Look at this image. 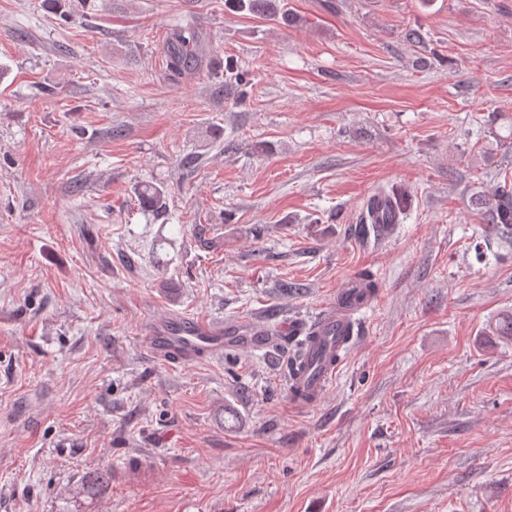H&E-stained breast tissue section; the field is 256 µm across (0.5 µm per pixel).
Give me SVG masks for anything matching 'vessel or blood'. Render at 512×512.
Segmentation results:
<instances>
[{"label":"vessel or blood","mask_w":512,"mask_h":512,"mask_svg":"<svg viewBox=\"0 0 512 512\" xmlns=\"http://www.w3.org/2000/svg\"><path fill=\"white\" fill-rule=\"evenodd\" d=\"M352 304L337 305L318 321L315 344L309 345L311 366L289 383L294 406L302 407L320 399L336 373L337 354L345 353ZM148 342L152 353L171 363L194 361L227 348H250L268 344L264 329L255 324L210 326L193 317L172 319L156 325Z\"/></svg>","instance_id":"1"}]
</instances>
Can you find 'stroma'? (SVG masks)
I'll return each mask as SVG.
<instances>
[{
  "mask_svg": "<svg viewBox=\"0 0 512 512\" xmlns=\"http://www.w3.org/2000/svg\"><path fill=\"white\" fill-rule=\"evenodd\" d=\"M279 3L295 25L0 0V512H512V243L476 204L512 177V0ZM180 18L202 57L173 81ZM391 186L406 216L373 231ZM365 269L306 407L287 353L146 344L173 316L313 322ZM138 199L145 210L153 213H163L168 208L165 190L154 185L147 184L138 190Z\"/></svg>",
  "mask_w": 512,
  "mask_h": 512,
  "instance_id": "35a3bbf8",
  "label": "stroma"
}]
</instances>
